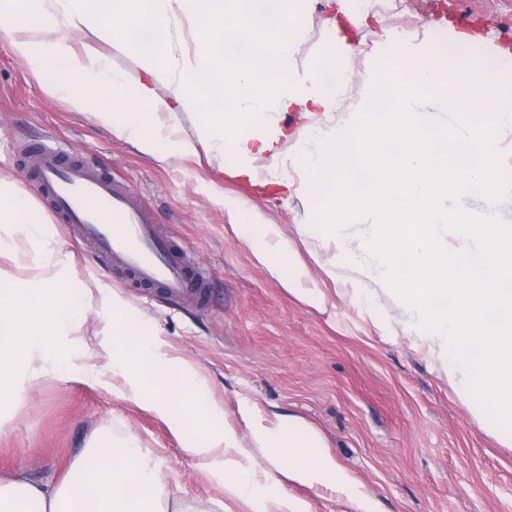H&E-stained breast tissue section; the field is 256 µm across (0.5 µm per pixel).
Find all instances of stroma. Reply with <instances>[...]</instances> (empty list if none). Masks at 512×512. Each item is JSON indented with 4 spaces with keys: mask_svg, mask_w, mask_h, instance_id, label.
<instances>
[{
    "mask_svg": "<svg viewBox=\"0 0 512 512\" xmlns=\"http://www.w3.org/2000/svg\"><path fill=\"white\" fill-rule=\"evenodd\" d=\"M403 13L380 24L356 26L336 17V0H301L302 18L293 56L299 72L315 71L336 51L348 80L336 111L313 117L280 113L278 126L292 132L276 156L256 160L259 171L288 175V199L264 188L220 176L233 155L183 156L166 160L138 151L93 116L75 110L53 91L52 74L33 73L16 55L8 30L0 28V174L11 178L48 216L39 188L23 165L26 152L49 142L68 149L112 175L171 237L207 268L206 296L199 303L173 301L157 288L134 287L130 277L102 267L91 249L54 224L57 240L74 254L69 278L91 302L81 335L97 336L77 364L102 367V330L112 315L108 294L145 314L166 350L191 362L211 385L228 424L238 425L242 400L256 402L266 419L291 414L312 425L336 461L360 480L377 512H512V447L472 417L448 378L437 344L409 326L404 303L378 276L363 249L364 225L339 235L309 232L316 204L302 172L289 160L305 128L350 120L365 81L381 82L389 70L380 43L407 37L428 56L447 58L456 49L457 19L486 45L472 68L497 80V47L512 45V0H405ZM76 51L90 44L109 56L130 82L143 80L136 48L95 42L87 32L68 31ZM275 225L293 251L272 276L253 251L251 218ZM346 240L358 259H337ZM307 275L302 287L319 291L322 308L300 300L282 284L293 264ZM0 432V478L31 475L57 485L93 429L132 439L145 463L159 474L164 491L191 502L197 512H251L224 491L220 473H209L182 450L168 425L112 394V374L86 384L45 377L24 402L5 409Z\"/></svg>",
    "mask_w": 512,
    "mask_h": 512,
    "instance_id": "stroma-1",
    "label": "stroma"
}]
</instances>
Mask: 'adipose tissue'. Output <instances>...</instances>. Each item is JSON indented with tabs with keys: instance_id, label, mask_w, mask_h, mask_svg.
Returning <instances> with one entry per match:
<instances>
[{
	"instance_id": "adipose-tissue-1",
	"label": "adipose tissue",
	"mask_w": 512,
	"mask_h": 512,
	"mask_svg": "<svg viewBox=\"0 0 512 512\" xmlns=\"http://www.w3.org/2000/svg\"><path fill=\"white\" fill-rule=\"evenodd\" d=\"M0 0V19L12 22L13 47L34 71L51 72L53 87L81 112L91 113L142 152L184 156L231 152L237 159L229 177L258 184L254 159L283 138L272 115L292 107L333 111L336 90L318 75L291 82V49L300 18L285 6L257 12L251 0ZM200 16L203 41L195 56L175 57L168 39L171 21ZM89 31L106 42L134 44L142 28L154 35L139 64L146 81L130 83L97 53L78 57L66 39L55 36L59 22ZM174 80V100L158 98L152 80ZM200 109L195 140L165 129L162 113ZM54 267L53 277L19 279L27 262ZM72 257L54 239L49 221L8 179L0 177V392L15 401L27 390L16 382L32 363L31 382L44 375L94 379L91 369L72 363L70 351L84 345L78 330L88 316L80 289L68 282ZM104 358L122 382L119 398L141 404L168 424L184 452L201 468H221L225 492L245 499L253 512H309L306 501L288 496L283 481L326 487L353 503L357 512H376L358 479L337 464L323 439L305 422L288 416L265 422L251 403L239 409L240 428L224 424V409L187 360L166 351L143 317L112 304V348ZM246 429L254 447L270 451L260 467L242 446ZM157 473L143 466L135 443H117L93 434L72 462L66 479L50 487L29 478L0 481V512H194L182 499L162 505Z\"/></svg>"
}]
</instances>
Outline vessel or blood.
I'll use <instances>...</instances> for the list:
<instances>
[{"instance_id":"vessel-or-blood-1","label":"vessel or blood","mask_w":512,"mask_h":512,"mask_svg":"<svg viewBox=\"0 0 512 512\" xmlns=\"http://www.w3.org/2000/svg\"><path fill=\"white\" fill-rule=\"evenodd\" d=\"M31 168L49 210L104 262L167 296L186 301L199 296L206 269L162 236L150 214L110 175L51 148L38 149Z\"/></svg>"}]
</instances>
